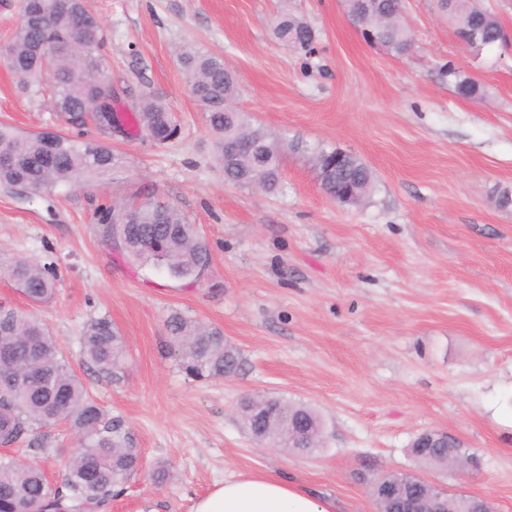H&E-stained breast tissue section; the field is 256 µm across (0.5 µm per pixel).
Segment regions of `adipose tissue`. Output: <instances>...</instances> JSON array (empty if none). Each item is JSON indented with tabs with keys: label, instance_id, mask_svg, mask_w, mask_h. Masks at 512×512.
I'll list each match as a JSON object with an SVG mask.
<instances>
[{
	"label": "adipose tissue",
	"instance_id": "1",
	"mask_svg": "<svg viewBox=\"0 0 512 512\" xmlns=\"http://www.w3.org/2000/svg\"><path fill=\"white\" fill-rule=\"evenodd\" d=\"M193 512H337L336 502L273 472L225 477Z\"/></svg>",
	"mask_w": 512,
	"mask_h": 512
}]
</instances>
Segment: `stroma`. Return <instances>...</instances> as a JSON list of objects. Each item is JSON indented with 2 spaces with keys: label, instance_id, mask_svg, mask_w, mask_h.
Listing matches in <instances>:
<instances>
[{
  "label": "stroma",
  "instance_id": "stroma-1",
  "mask_svg": "<svg viewBox=\"0 0 512 512\" xmlns=\"http://www.w3.org/2000/svg\"><path fill=\"white\" fill-rule=\"evenodd\" d=\"M85 4L106 31L118 115L151 95L179 132L164 144L106 135L130 162L114 182L29 197L0 188V255L55 273L54 299L34 313L141 451V471L108 512L150 503L193 512L225 476L253 471L293 476L340 512H376L367 482L386 471L512 512V205L498 203L512 190V44L473 59L433 0H404L414 49L402 57L366 44L341 0H293L316 33L309 52L274 38L282 0ZM186 49L223 56L239 80L237 105L256 125L365 161L370 200L332 201L289 151L280 193L226 182L178 60ZM451 64L479 84V97L457 95ZM1 121L71 131L2 66ZM154 202L179 207L207 243L197 281L130 262L98 236L100 207ZM175 312L222 331L240 353L238 371L188 377L164 350ZM100 316L126 342L117 381L80 361L82 329ZM257 395L316 411L322 448L302 456L257 443L240 413ZM425 430L448 432L479 468L421 467L409 447ZM44 435L57 456L24 441L6 451L44 463L57 484L78 434L61 423Z\"/></svg>",
  "mask_w": 512,
  "mask_h": 512
}]
</instances>
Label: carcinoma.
I'll list each match as a JSON object with an SVG mask.
<instances>
[{
	"label": "carcinoma",
	"mask_w": 512,
	"mask_h": 512,
	"mask_svg": "<svg viewBox=\"0 0 512 512\" xmlns=\"http://www.w3.org/2000/svg\"><path fill=\"white\" fill-rule=\"evenodd\" d=\"M34 14L33 0H19L21 21L10 39L0 45V60L11 72L35 81L48 66L56 68L49 101L62 120L81 129L95 121L88 111L98 98L90 75L104 61L101 20L77 0H42ZM438 10L454 29L477 21L484 48L504 41L505 29L475 0H436ZM378 11L389 15L385 26L368 19L374 33L402 56L413 41L401 18L400 0H376ZM275 38L296 49L308 50L316 35L313 28L289 8L273 23ZM183 73L194 96L206 112L214 139V157L224 180L249 186L258 176L274 194L282 189L281 156L285 145L252 125L250 116L234 101L238 83L224 58L209 52L181 53ZM448 83L462 97H475L479 85L462 71L448 65ZM138 131L165 143L178 127L167 106L148 95L134 112ZM322 174L321 187L336 200L349 189L364 202L374 188L371 169L357 156L336 163V149L322 144L290 143ZM124 152L108 143L87 137L74 139L61 132L48 138L39 132L24 134L0 124V186L34 194H51L57 188L79 182L104 183L127 171ZM102 239L119 247L134 261H154L172 276L192 279L209 264L208 246L196 225L177 207L161 203L114 206L98 216ZM0 278L13 282L33 304L52 299L56 284L47 266L23 259L0 258ZM169 347L186 374L198 378H222L239 367V353L224 343V334L181 314L167 323ZM126 354L125 341L112 320L90 319L81 336L82 362L96 372L117 379ZM19 374L23 383L9 394H0V444L10 445L35 430L67 421L80 435L77 454L66 466L60 484L51 483L42 466L0 456V512H92L111 504L140 465V451L128 446L119 417L108 416L87 396L81 379L69 367L46 325L33 313L0 305V374ZM274 409L241 413L244 425L258 440L278 435L281 447L285 431L314 430L321 419L311 408L273 399ZM421 465L438 468L461 464L472 458L458 447L448 455L438 448H410Z\"/></svg>",
	"instance_id": "obj_1"
}]
</instances>
